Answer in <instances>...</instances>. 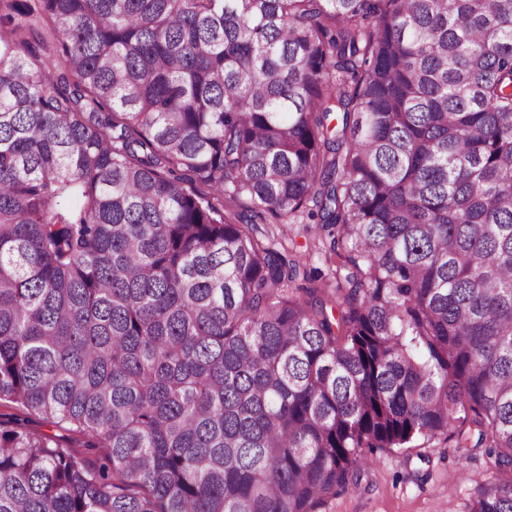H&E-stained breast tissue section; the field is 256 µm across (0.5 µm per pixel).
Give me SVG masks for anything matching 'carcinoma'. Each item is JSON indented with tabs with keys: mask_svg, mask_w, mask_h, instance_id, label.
<instances>
[{
	"mask_svg": "<svg viewBox=\"0 0 512 512\" xmlns=\"http://www.w3.org/2000/svg\"><path fill=\"white\" fill-rule=\"evenodd\" d=\"M17 2L0 402L109 454L0 424V512H321L437 437L512 512V0ZM278 228L283 230L288 239L286 245L296 249L302 255V262L307 270L318 268L324 275L332 276V269H335L341 260L337 256H333L332 263L325 261V252H320V237L316 224H284L277 226V232Z\"/></svg>",
	"mask_w": 512,
	"mask_h": 512,
	"instance_id": "obj_1",
	"label": "carcinoma"
}]
</instances>
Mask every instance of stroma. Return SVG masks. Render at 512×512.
<instances>
[{"instance_id": "obj_1", "label": "stroma", "mask_w": 512, "mask_h": 512, "mask_svg": "<svg viewBox=\"0 0 512 512\" xmlns=\"http://www.w3.org/2000/svg\"><path fill=\"white\" fill-rule=\"evenodd\" d=\"M282 230L288 247L301 254L306 268L331 273L333 265L320 251L316 225L286 224ZM16 420L24 421L32 432L58 434L63 445L80 451L91 466L105 461V449L87 447L85 438L56 430L54 425L11 403H0V422ZM489 463L481 451L469 461L458 462L449 442L441 438L425 441L418 457L384 451L362 473L358 489L336 496L323 512H469Z\"/></svg>"}]
</instances>
